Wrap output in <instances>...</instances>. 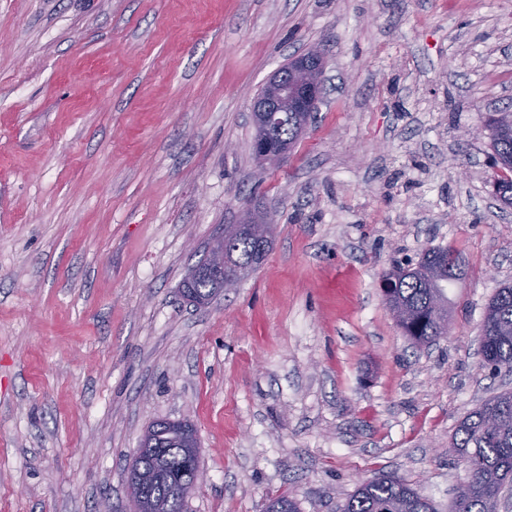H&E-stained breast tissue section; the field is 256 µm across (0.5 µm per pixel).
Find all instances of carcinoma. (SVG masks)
I'll use <instances>...</instances> for the list:
<instances>
[{"mask_svg":"<svg viewBox=\"0 0 512 512\" xmlns=\"http://www.w3.org/2000/svg\"><path fill=\"white\" fill-rule=\"evenodd\" d=\"M486 128L499 164L509 177L496 189L506 206L512 205V112L489 115ZM273 239L263 242L242 230L227 237L224 251L236 268L256 272L271 249ZM458 266L450 247L425 251L409 273L403 268L386 275L383 290L391 312L402 308L396 318L404 334L417 345H430L445 335L442 319L448 314V270ZM193 291L211 301L221 294L220 285L207 275L192 283ZM484 362L491 367L512 366V286L496 290L481 323ZM151 455L140 461L153 478L149 496L169 505L168 512H184V500L173 494L174 487L192 482L194 466L176 446L170 425L157 424ZM460 458L469 461V481L459 491L456 512H497L502 490L512 484V391L492 396L464 417L450 441ZM267 512H299L298 503L281 495L270 500ZM343 512H436L434 505L404 481L380 474L359 485L344 505Z\"/></svg>","mask_w":512,"mask_h":512,"instance_id":"obj_1","label":"carcinoma"}]
</instances>
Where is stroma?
<instances>
[{"mask_svg":"<svg viewBox=\"0 0 512 512\" xmlns=\"http://www.w3.org/2000/svg\"><path fill=\"white\" fill-rule=\"evenodd\" d=\"M324 50L278 166L252 153L269 75ZM512 108V0H0V512H133L154 421L196 430L185 512H341L379 474L453 512L459 422L512 284L485 128ZM272 249L196 307L188 269L246 208ZM454 248L449 329L410 343L381 290Z\"/></svg>","mask_w":512,"mask_h":512,"instance_id":"stroma-1","label":"stroma"}]
</instances>
